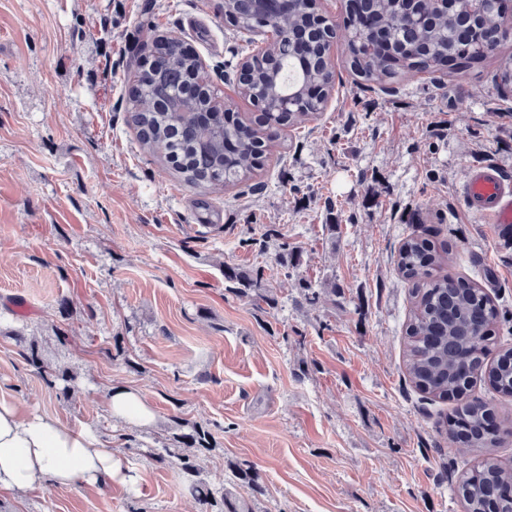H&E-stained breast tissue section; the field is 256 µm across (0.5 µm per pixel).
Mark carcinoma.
Instances as JSON below:
<instances>
[{"label":"carcinoma","instance_id":"carcinoma-1","mask_svg":"<svg viewBox=\"0 0 512 512\" xmlns=\"http://www.w3.org/2000/svg\"><path fill=\"white\" fill-rule=\"evenodd\" d=\"M418 9L419 17H405ZM317 0H291L286 35L262 50L263 59L253 65L249 91L261 95L267 106L302 87L323 81L328 66L325 42L336 32L329 26H312ZM369 15L389 53L373 58L367 52L352 51L350 68L366 82L380 87L390 84L399 71H421L432 62L462 56L471 63L487 58L475 53L474 46L489 31L502 24L499 12L475 0H448V9L434 12L426 0H367ZM224 16L241 32L275 26L269 12L246 14L238 0H224ZM304 35L309 41L308 57L296 56L294 39ZM213 92L206 81L200 60L195 56L168 52L159 62L141 58L136 62V91L129 98L128 112L144 148L171 164L187 184L207 189L212 186L248 185L272 150L264 125L249 138L238 135L241 119L231 112L223 116L212 111ZM265 119L283 126H295L308 119L304 112H268ZM422 236H408L398 249L396 265L411 285L414 299L405 328L406 371L420 392L439 400L461 404L456 418L447 421L448 441L468 448L494 447L487 428L490 406L470 398L474 384L483 380L490 388L512 397V347L502 348L487 360V349L499 329V313L489 294L477 282L436 275L449 263ZM225 280L235 284L242 296L265 297V268L249 271L229 267ZM181 433L172 437L176 448L168 455L198 493L202 512H249L236 498L217 495L199 478L195 457L215 448L209 426L175 418ZM166 455V456H168ZM166 456L155 453L163 463ZM235 477L257 484L258 472L243 461L234 469ZM464 512H512V466L486 461L462 476L455 487Z\"/></svg>","mask_w":512,"mask_h":512}]
</instances>
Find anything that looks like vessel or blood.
Segmentation results:
<instances>
[{"instance_id": "b4317fda", "label": "vessel or blood", "mask_w": 512, "mask_h": 512, "mask_svg": "<svg viewBox=\"0 0 512 512\" xmlns=\"http://www.w3.org/2000/svg\"><path fill=\"white\" fill-rule=\"evenodd\" d=\"M462 188L471 207L487 223L496 226L499 237L512 235V184L506 182L495 166L469 169Z\"/></svg>"}]
</instances>
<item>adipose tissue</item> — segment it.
<instances>
[{"mask_svg": "<svg viewBox=\"0 0 512 512\" xmlns=\"http://www.w3.org/2000/svg\"><path fill=\"white\" fill-rule=\"evenodd\" d=\"M111 417L136 425L154 419L151 406L139 394L111 391L106 400ZM120 481L136 488L137 477L115 458L111 444L86 428L63 425L35 413L24 414L12 402L0 400V490L15 494L51 483L97 486Z\"/></svg>", "mask_w": 512, "mask_h": 512, "instance_id": "obj_1", "label": "adipose tissue"}]
</instances>
